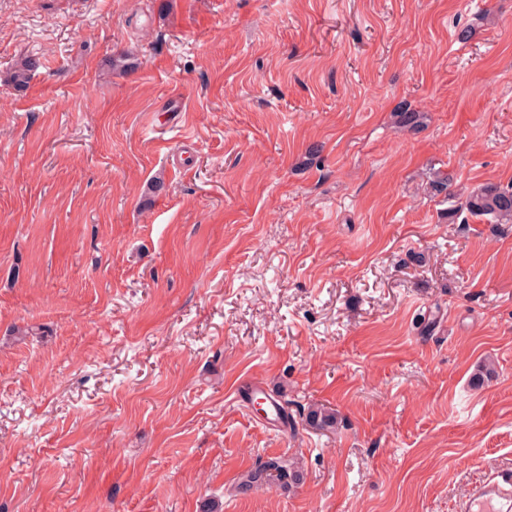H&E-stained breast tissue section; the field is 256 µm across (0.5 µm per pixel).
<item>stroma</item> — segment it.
Masks as SVG:
<instances>
[{
    "mask_svg": "<svg viewBox=\"0 0 512 512\" xmlns=\"http://www.w3.org/2000/svg\"><path fill=\"white\" fill-rule=\"evenodd\" d=\"M486 183L512 0H0V512H464L512 467ZM299 475L295 472H289L277 460L271 459L265 461L263 465L252 471L239 486V490L245 493L255 487L264 484H278L280 487L299 481Z\"/></svg>",
    "mask_w": 512,
    "mask_h": 512,
    "instance_id": "35a3bbf8",
    "label": "stroma"
}]
</instances>
